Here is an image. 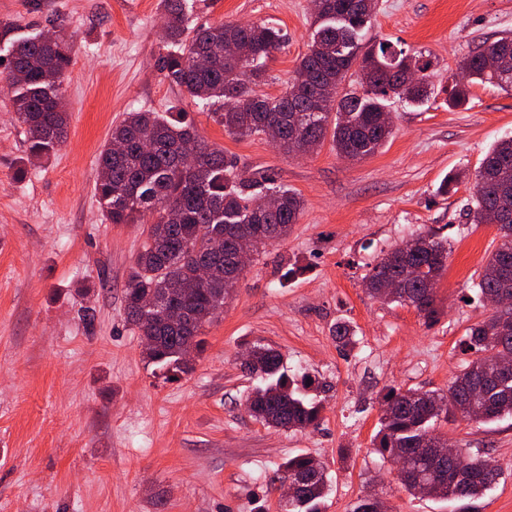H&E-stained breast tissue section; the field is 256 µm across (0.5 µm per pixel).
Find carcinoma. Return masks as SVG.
<instances>
[{
  "label": "carcinoma",
  "instance_id": "cac0c4a2",
  "mask_svg": "<svg viewBox=\"0 0 512 512\" xmlns=\"http://www.w3.org/2000/svg\"><path fill=\"white\" fill-rule=\"evenodd\" d=\"M376 9L377 0H321L318 26L293 81L282 95L268 97L259 87L265 84L268 60L286 46L280 29L224 22L190 29L185 25L184 0H166L162 69L192 100L208 107L230 135H262L286 155L312 154L329 139L336 155L358 161L375 154L392 135V126L380 123L391 100L421 103L433 91L431 62L423 55L367 40ZM227 44L235 45L238 53L226 54ZM71 52L61 33L54 41L38 33L13 45L4 81L24 129L29 160L49 158L64 142L68 115L56 101L62 97ZM408 69L417 73L413 84L404 78ZM460 69L464 80L455 84L454 104L468 99L474 83L512 89V67L489 69L480 49L466 57ZM190 142L195 143V158L188 164ZM99 169L95 190L105 220L138 224L147 213L153 217L147 243L124 289L126 323L139 336L156 338L157 346L144 350L150 362L182 371L186 345L200 349L204 326L224 307V278L242 274L236 261L238 241L252 227L255 252L287 237L299 221L303 200L266 173L241 177L224 151L202 140L180 112L126 113L99 153ZM267 196L276 200V206L260 205ZM472 201L471 223L501 225L499 245L474 283L477 295L484 298L501 290L504 269H512V136L498 140L485 154L474 175ZM200 262L212 269L204 284L196 280ZM447 262L448 238L420 235L414 245L405 250L395 247L369 266L363 288L372 298L409 304L434 320L433 285ZM388 278L400 279L394 293L381 291ZM172 288L180 289V304L187 312L186 322L176 326L163 315ZM146 297L157 305L142 304ZM464 345L476 357L453 378L447 395L394 387L383 395L372 448L383 459L399 454L416 457L417 476L401 481L411 494L448 502L475 500L499 476L500 467L490 456H471L461 473L446 461L441 465L444 477L434 475L426 457L425 445L441 420L474 416L492 422L512 416V373L503 374L491 364L496 354L512 356V320L492 314L469 329ZM249 368L260 379L247 398L254 417L285 430L318 424L322 406L309 394L318 390L312 376L285 373L282 356L261 346L252 351ZM279 471L301 478L285 512H324L329 481L316 459L292 456Z\"/></svg>",
  "mask_w": 512,
  "mask_h": 512
}]
</instances>
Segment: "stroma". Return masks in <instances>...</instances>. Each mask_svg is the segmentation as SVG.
I'll return each instance as SVG.
<instances>
[{
    "label": "stroma",
    "mask_w": 512,
    "mask_h": 512,
    "mask_svg": "<svg viewBox=\"0 0 512 512\" xmlns=\"http://www.w3.org/2000/svg\"><path fill=\"white\" fill-rule=\"evenodd\" d=\"M190 23H266L287 38L261 90L280 95L314 30L311 0H186ZM163 0H0V77L11 44L56 28L73 42L65 80L67 135L55 155L26 161V139L0 92V512H281L273 478L306 453L331 484L326 512L379 498L386 512H512V417L456 418L439 431L501 468L483 498L460 506L412 496L371 448L392 386L445 393L471 352L461 342L491 315L472 281L497 246L471 223L472 177L512 135V91L475 84L448 100L458 63L512 35V0H378L370 34L423 53L435 74L422 105H390L393 134L367 159L331 145L289 157L264 136L235 138L169 82L158 62ZM181 108L199 137L244 176L261 169L298 193L288 236L252 259L184 374L148 364L125 321L124 289L146 227L104 220L96 159L131 111ZM461 174L454 191L440 187ZM422 232L447 237L438 316L369 297L362 278L383 251ZM304 272L287 281L288 265ZM92 307L84 321L81 304ZM354 331L341 347L336 323ZM261 345L319 385L317 426L276 430L251 416L246 354Z\"/></svg>",
    "instance_id": "35a3bbf8"
}]
</instances>
